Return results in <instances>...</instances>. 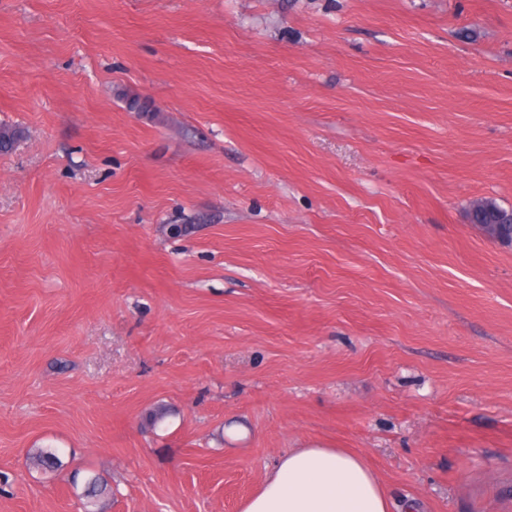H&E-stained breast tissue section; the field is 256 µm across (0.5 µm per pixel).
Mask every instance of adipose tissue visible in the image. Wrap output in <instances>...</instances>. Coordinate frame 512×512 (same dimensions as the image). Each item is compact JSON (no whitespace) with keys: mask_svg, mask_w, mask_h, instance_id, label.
Wrapping results in <instances>:
<instances>
[{"mask_svg":"<svg viewBox=\"0 0 512 512\" xmlns=\"http://www.w3.org/2000/svg\"><path fill=\"white\" fill-rule=\"evenodd\" d=\"M392 503L364 461L311 442L282 454L241 512H391Z\"/></svg>","mask_w":512,"mask_h":512,"instance_id":"1","label":"adipose tissue"}]
</instances>
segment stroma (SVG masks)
<instances>
[{
  "label": "stroma",
  "instance_id": "obj_1",
  "mask_svg": "<svg viewBox=\"0 0 512 512\" xmlns=\"http://www.w3.org/2000/svg\"><path fill=\"white\" fill-rule=\"evenodd\" d=\"M4 124L0 512H239L311 441L512 512V0H0Z\"/></svg>",
  "mask_w": 512,
  "mask_h": 512
}]
</instances>
